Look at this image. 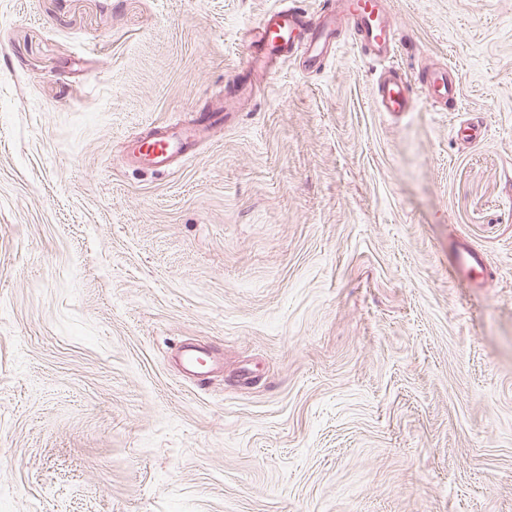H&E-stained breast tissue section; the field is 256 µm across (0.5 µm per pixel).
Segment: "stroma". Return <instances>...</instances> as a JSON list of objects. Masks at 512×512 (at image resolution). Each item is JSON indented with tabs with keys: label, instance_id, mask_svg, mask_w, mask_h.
I'll list each match as a JSON object with an SVG mask.
<instances>
[{
	"label": "stroma",
	"instance_id": "obj_1",
	"mask_svg": "<svg viewBox=\"0 0 512 512\" xmlns=\"http://www.w3.org/2000/svg\"><path fill=\"white\" fill-rule=\"evenodd\" d=\"M320 3L0 0V512H512V0H389L448 111H377L346 29L174 169L127 160ZM425 92V99H431L432 104L444 105L458 97V81L452 70L448 67L429 70L420 86ZM483 265V257L464 245L457 248L452 262L455 274L459 278L466 279H471L473 274L480 273L483 270ZM177 351L184 370L190 373L197 381H202L204 379V375L207 374L209 364L214 365L222 360L221 356L218 354H206L198 351L197 349L191 348L190 346L182 345Z\"/></svg>",
	"mask_w": 512,
	"mask_h": 512
}]
</instances>
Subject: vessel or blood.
Returning a JSON list of instances; mask_svg holds the SVG:
<instances>
[{"label": "vessel or blood", "mask_w": 512, "mask_h": 512, "mask_svg": "<svg viewBox=\"0 0 512 512\" xmlns=\"http://www.w3.org/2000/svg\"><path fill=\"white\" fill-rule=\"evenodd\" d=\"M345 24L350 25L373 58L383 64L373 91L379 111H412L422 95L438 104L457 98V78L445 67L427 71L421 90H414L394 62L402 36L397 22L384 9L383 0H339L336 9L321 15L314 25L303 12L293 8L267 11L258 22L257 39L247 47L243 69L247 72L265 69L270 61L297 48L303 52L305 65L315 66L324 60L329 46L334 44L337 28ZM223 124L224 104L219 101L211 108L207 127L185 126L178 122L159 124L152 151L134 154L133 159L158 171L169 170L179 158L195 150L206 129ZM483 265L482 256L464 245L457 248L452 262L455 274L466 279L481 272ZM178 353L184 370L198 381L203 380L209 366L220 361L218 354H207L185 345L179 347Z\"/></svg>", "instance_id": "b4317fda"}]
</instances>
